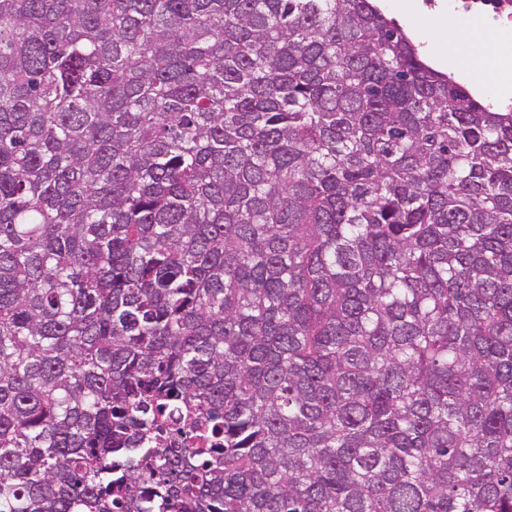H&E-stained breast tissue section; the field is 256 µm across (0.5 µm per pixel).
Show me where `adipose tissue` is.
Wrapping results in <instances>:
<instances>
[{"mask_svg":"<svg viewBox=\"0 0 512 512\" xmlns=\"http://www.w3.org/2000/svg\"><path fill=\"white\" fill-rule=\"evenodd\" d=\"M447 26L452 33L461 35L465 55L468 59V76L480 75L483 61L495 57L500 63L502 90L512 89V33L501 30L485 33L477 21L466 16L449 18Z\"/></svg>","mask_w":512,"mask_h":512,"instance_id":"obj_1","label":"adipose tissue"}]
</instances>
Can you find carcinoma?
Masks as SVG:
<instances>
[{"mask_svg":"<svg viewBox=\"0 0 512 512\" xmlns=\"http://www.w3.org/2000/svg\"><path fill=\"white\" fill-rule=\"evenodd\" d=\"M0 512H512V112L372 0H0Z\"/></svg>","mask_w":512,"mask_h":512,"instance_id":"carcinoma-1","label":"carcinoma"}]
</instances>
